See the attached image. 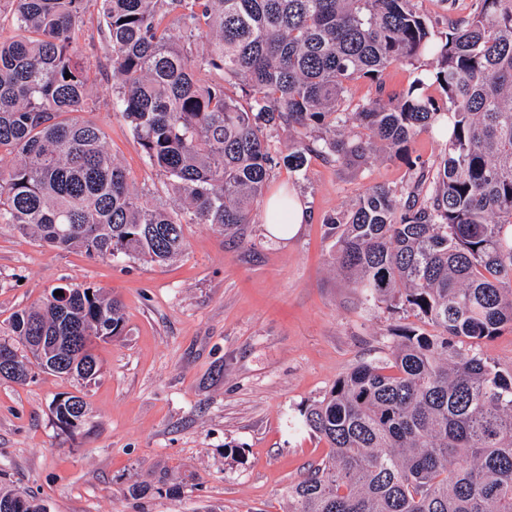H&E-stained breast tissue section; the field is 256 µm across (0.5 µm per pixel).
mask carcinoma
<instances>
[{"mask_svg": "<svg viewBox=\"0 0 512 512\" xmlns=\"http://www.w3.org/2000/svg\"><path fill=\"white\" fill-rule=\"evenodd\" d=\"M112 70V108L179 205L144 206L102 129L73 116L94 107L76 34L88 3ZM16 31L0 41V224L58 249L164 265L184 225L225 233L253 223L278 163L410 161L432 131L446 152L405 201L372 187L326 224L331 260L359 298L414 312L384 360L363 362L305 409L298 427L329 448L288 489L289 512H512V367L480 345L512 327V0H476L436 37L412 0H6ZM436 61L401 92L352 103L351 82L393 65ZM70 78H65V74ZM446 102L427 93L429 82ZM352 124L360 135L343 138ZM288 128L276 161L265 136ZM63 291L56 296L54 292ZM120 302L67 283L10 321L18 362L83 381L94 340L122 335ZM44 338V358L28 353ZM56 399L60 427L88 414ZM0 512H47L0 488Z\"/></svg>", "mask_w": 512, "mask_h": 512, "instance_id": "obj_1", "label": "carcinoma"}]
</instances>
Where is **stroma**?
<instances>
[{
    "instance_id": "35a3bbf8",
    "label": "stroma",
    "mask_w": 512,
    "mask_h": 512,
    "mask_svg": "<svg viewBox=\"0 0 512 512\" xmlns=\"http://www.w3.org/2000/svg\"><path fill=\"white\" fill-rule=\"evenodd\" d=\"M93 120L141 202L173 205L128 124L112 110V78L94 72ZM446 142L431 134L409 160L379 154L365 166L311 159L306 176L277 166L271 188L294 190L309 220L292 238L263 220L225 235L185 227L183 254L157 266L94 259L0 225V338L11 316L57 285L118 297L124 332L98 342L96 379L35 370L0 378V485L35 495L49 512H288V488L321 461L324 441L291 421L359 364L389 355L413 312L363 303L332 267L327 217L370 187L406 191ZM82 392L90 406L62 430L54 399ZM236 459L224 456L225 449ZM147 486L145 496L129 493Z\"/></svg>"
}]
</instances>
